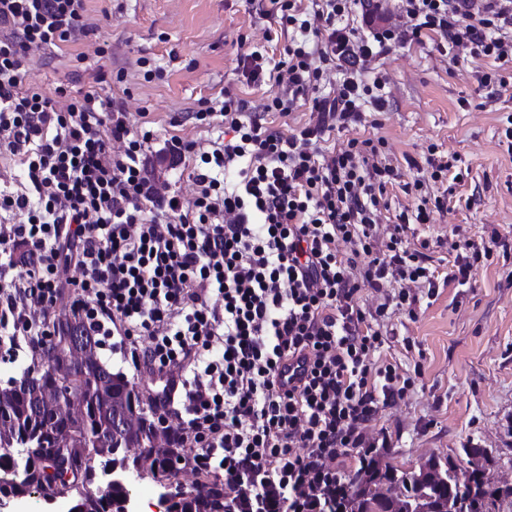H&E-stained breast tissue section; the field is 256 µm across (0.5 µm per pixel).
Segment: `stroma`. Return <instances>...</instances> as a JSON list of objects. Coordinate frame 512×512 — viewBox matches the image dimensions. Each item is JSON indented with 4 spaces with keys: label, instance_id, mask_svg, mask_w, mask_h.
Wrapping results in <instances>:
<instances>
[{
    "label": "stroma",
    "instance_id": "obj_1",
    "mask_svg": "<svg viewBox=\"0 0 512 512\" xmlns=\"http://www.w3.org/2000/svg\"><path fill=\"white\" fill-rule=\"evenodd\" d=\"M85 7L97 40L112 50L107 70L125 75L112 93L129 91L132 123L149 121L157 135L147 158L152 175L183 195L192 190L191 168L172 165L165 141L178 136L210 146L224 135L225 94L244 102L249 119L262 99L285 92L249 83L241 62L256 49L267 70L285 58L288 35L269 15L268 0H85ZM447 47L442 36L425 33L368 63L384 80V110L365 105L361 125L327 131L317 147L329 153L354 138L386 140L395 177L383 223L415 213L421 200L441 203L430 223L407 232L410 242H427L436 289H418L416 319L397 311L380 325L381 359L413 375L415 385L381 409L376 428L387 445L373 460L401 473L437 457L463 475L468 449L483 448L494 486L512 482V87L482 84L494 61L454 63ZM83 50L32 53L29 71L54 92L71 81V60ZM149 68L163 79L145 80ZM203 105L214 112L206 125L194 118ZM449 160L446 178L433 180L434 165ZM468 240L495 247L462 284L453 278L456 248Z\"/></svg>",
    "mask_w": 512,
    "mask_h": 512
}]
</instances>
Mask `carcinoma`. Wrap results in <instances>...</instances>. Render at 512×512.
Returning <instances> with one entry per match:
<instances>
[{"label": "carcinoma", "mask_w": 512, "mask_h": 512, "mask_svg": "<svg viewBox=\"0 0 512 512\" xmlns=\"http://www.w3.org/2000/svg\"><path fill=\"white\" fill-rule=\"evenodd\" d=\"M52 332L34 349L24 365L6 360L13 375L0 386V471L18 468L19 476L8 484L18 492L35 489L51 498L66 487L62 474L50 475L44 462L69 458L83 470L82 484L72 486L88 512H109L112 503L129 494L126 473L135 471L157 479L160 487L175 476L177 449L154 444L153 422L147 421L142 398L126 375L103 358L99 338L76 313L60 312L51 322ZM129 417L133 422L115 431L113 421ZM135 449L129 454V449ZM116 467L108 495L96 496L93 484L99 464ZM431 480L400 476L399 490L407 504L429 500L437 512H450L471 494L470 478H460L448 464L437 462ZM393 470L374 472L371 486L354 498L350 512H390L388 483ZM203 496V512H216L224 501V486L205 483L200 493L172 502L168 512H195L197 496Z\"/></svg>", "instance_id": "obj_1"}]
</instances>
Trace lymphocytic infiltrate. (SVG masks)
I'll return each instance as SVG.
<instances>
[{
	"label": "lymphocytic infiltrate",
	"mask_w": 512,
	"mask_h": 512,
	"mask_svg": "<svg viewBox=\"0 0 512 512\" xmlns=\"http://www.w3.org/2000/svg\"><path fill=\"white\" fill-rule=\"evenodd\" d=\"M84 2L0 0V156L23 181L0 184V331L43 341L65 305L95 335L119 337L126 361L154 381L182 471L223 479L224 512H348L346 458L368 469L381 408L414 384L376 359L382 334L367 322L392 306L415 317L412 288L431 275L406 232L431 211L418 207L379 238L394 173L379 160L385 140L326 156L313 142L361 123L364 103L382 107L381 83L352 75L335 96L314 90L324 65L371 61L426 30L447 39L451 59L512 62V0H401L403 24L366 40L341 23L355 0H322L308 17L297 0H270L296 36L275 70L260 52L244 58L251 82L288 88L261 109L289 112L310 92L317 120L280 132L243 119L225 95V141L164 144L193 162L189 199L146 176L154 133L98 91L105 72L95 89L63 84L51 96L30 76L31 52L94 35ZM70 267L76 277H63ZM393 282L390 302L363 308V288ZM294 356L303 371L286 389L281 367Z\"/></svg>",
	"instance_id": "f902f5d3"
}]
</instances>
